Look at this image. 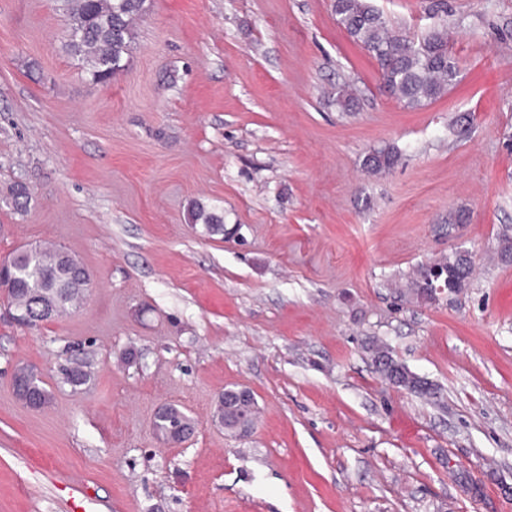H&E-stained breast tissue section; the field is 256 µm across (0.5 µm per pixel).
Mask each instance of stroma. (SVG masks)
<instances>
[{
    "mask_svg": "<svg viewBox=\"0 0 512 512\" xmlns=\"http://www.w3.org/2000/svg\"><path fill=\"white\" fill-rule=\"evenodd\" d=\"M370 2L415 37L434 23L432 0ZM447 3L459 80L407 109L331 0H147L105 84L56 0H0V261L50 242L92 282L36 327L0 296V512H512V264L489 259L512 225V0ZM386 145L398 163L368 173ZM456 249L464 293L399 300ZM376 338L433 395L383 381ZM22 366L47 407L15 396ZM240 388L245 436L212 420ZM165 405L188 441L156 433ZM399 153L394 147L385 146L369 152L363 160V166L371 173H382L393 168L398 160ZM191 224H201L202 232L209 236H222L224 239V216L216 209L208 207L206 204L195 201L189 209ZM16 382H18L17 390L21 384H23L27 392H29L31 397H33L39 405L45 406L49 403L51 394L43 386V381L38 379L32 372H29L27 368L22 367L17 370ZM23 402L30 408H39V406L33 400H30L29 402Z\"/></svg>",
    "mask_w": 512,
    "mask_h": 512,
    "instance_id": "stroma-1",
    "label": "stroma"
}]
</instances>
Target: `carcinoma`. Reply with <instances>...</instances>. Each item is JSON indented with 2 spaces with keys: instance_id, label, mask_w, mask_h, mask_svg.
Wrapping results in <instances>:
<instances>
[{
  "instance_id": "carcinoma-1",
  "label": "carcinoma",
  "mask_w": 512,
  "mask_h": 512,
  "mask_svg": "<svg viewBox=\"0 0 512 512\" xmlns=\"http://www.w3.org/2000/svg\"><path fill=\"white\" fill-rule=\"evenodd\" d=\"M60 9L69 17L67 49L81 62L92 79L106 83L124 68L133 39V20L146 10V0H59ZM336 22L354 43L375 60L383 87L407 108H420L437 100L453 87L460 74L458 60L452 55L448 36V21L443 19L421 38L415 40L396 32L382 12L369 0H332ZM356 99L354 89L345 84L336 88L334 102L344 111L350 110ZM399 160L398 151L390 146L369 152L363 166L371 173H382L393 168ZM190 221L201 225L209 236L224 235V216L216 209L195 201L189 209ZM498 257L507 263L512 258V226L498 234ZM11 273L4 283L9 304L16 310L31 311L35 301L46 298L56 313H67L84 296L90 276L80 261L68 251L53 244L23 248L8 260ZM432 266L448 269V280L456 292L469 287L473 265L467 263L458 251L442 254L421 265L414 276L400 290V296L410 302L437 301L426 288V277ZM402 364L394 361L390 371L377 372L385 379L398 381L397 387L420 396L432 394L431 384L413 374L401 371ZM87 363L78 369L65 371L63 383L72 388L88 381ZM16 382L24 385L35 401L44 406L51 394L43 381L22 367L16 372ZM240 405L229 400L218 406L217 415L226 431L239 430ZM190 421L175 407H164L156 417L155 426L164 436H172L184 423Z\"/></svg>"
}]
</instances>
